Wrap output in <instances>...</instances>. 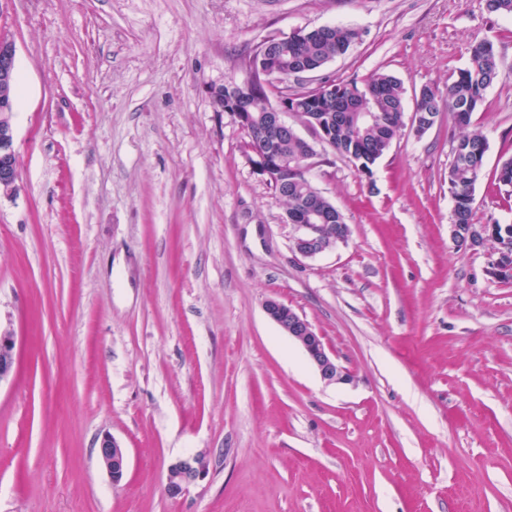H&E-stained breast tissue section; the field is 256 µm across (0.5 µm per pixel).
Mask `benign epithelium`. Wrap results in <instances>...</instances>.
<instances>
[{
    "label": "benign epithelium",
    "instance_id": "1",
    "mask_svg": "<svg viewBox=\"0 0 512 512\" xmlns=\"http://www.w3.org/2000/svg\"><path fill=\"white\" fill-rule=\"evenodd\" d=\"M16 49L14 42L0 33V88H9L16 79ZM288 112L287 97L280 95L273 104V112L267 117V123L281 135H288V124L283 114ZM255 170L269 178L280 176L282 164L277 156L270 152L256 153L251 158ZM17 158L14 149V127L11 103L0 102V190L12 197L17 190L18 181ZM326 216L311 213L307 216L294 214L287 221L295 229L292 239V250L303 258H314L329 252L344 242L349 235V227L343 226L342 232L336 235L333 242L323 241L320 222ZM459 225H452V234L456 240ZM494 228L486 224L468 225L467 236L463 240L470 247H480L491 237ZM267 316L277 324L289 338L297 342L306 352L312 366L321 379L328 385L345 384L351 381L350 372L342 366L336 357L326 348L323 337L318 335L312 325L292 308L284 303L269 299L264 304ZM16 367L15 340L8 332L0 331V382L8 378ZM99 459L112 482L123 480L127 470L126 449L112 437L106 435L99 446ZM198 457L187 456L172 463L168 468L166 489L172 497H178L193 483L200 479L204 467L198 465Z\"/></svg>",
    "mask_w": 512,
    "mask_h": 512
}]
</instances>
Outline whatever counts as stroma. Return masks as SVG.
Listing matches in <instances>:
<instances>
[{
  "label": "stroma",
  "mask_w": 512,
  "mask_h": 512,
  "mask_svg": "<svg viewBox=\"0 0 512 512\" xmlns=\"http://www.w3.org/2000/svg\"><path fill=\"white\" fill-rule=\"evenodd\" d=\"M360 41L304 79L446 89L469 45L502 77L474 221L512 224V18L485 0H0L16 47L19 190L0 194V512H512V279L451 235L448 111L364 175L318 145L347 241L313 259L208 89L271 38ZM303 316L352 374L328 385L266 315ZM127 451L112 483L104 434ZM198 455L178 497L168 467ZM16 367L15 340L8 332L0 330V381L8 378Z\"/></svg>",
  "instance_id": "obj_1"
}]
</instances>
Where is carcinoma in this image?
I'll return each mask as SVG.
<instances>
[{
  "label": "carcinoma",
  "mask_w": 512,
  "mask_h": 512,
  "mask_svg": "<svg viewBox=\"0 0 512 512\" xmlns=\"http://www.w3.org/2000/svg\"><path fill=\"white\" fill-rule=\"evenodd\" d=\"M360 37L354 28L334 25L324 31L314 29L296 32L287 41L268 47L267 55L276 66V79L288 84L301 70L319 71L330 61L345 55ZM470 63L457 71L448 83L445 94L431 87L421 88L415 97L413 116L428 122L437 117L441 103H446L455 124L463 129L454 140L453 161L448 168V189L453 203L459 207V223L473 222V202L477 183L475 165L484 163L487 139L478 130H468L473 112L483 102L487 90L501 78L499 61L493 44L478 40L469 47ZM272 102L263 87L247 102L252 117L248 132L251 146L258 152L273 149L286 167L283 178L287 183H271L283 202L286 212L307 209L328 210L331 202L316 188L309 172L298 169L301 158L312 146L290 132L288 137L269 139L265 120ZM290 111L297 120L309 127L330 126L334 135L329 143L332 150L354 162L359 170L372 175V166L400 136L404 121V87L402 81L389 73H377L360 85L355 81L333 83L331 88L301 90L291 95ZM498 188L511 189L512 157L505 159L496 177ZM502 278H512V224L493 235Z\"/></svg>",
  "instance_id": "1"
}]
</instances>
